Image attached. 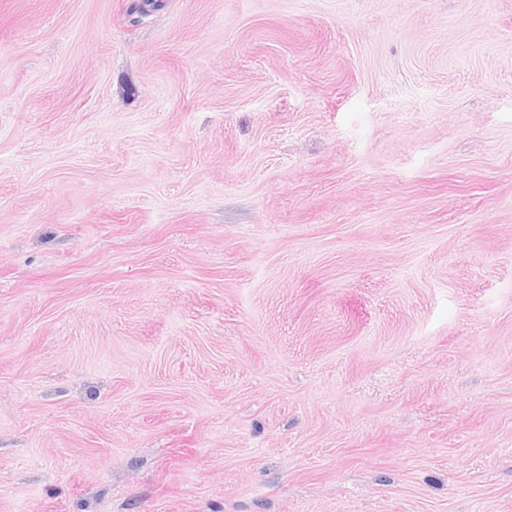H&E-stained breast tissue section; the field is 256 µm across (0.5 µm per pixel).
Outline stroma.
Returning <instances> with one entry per match:
<instances>
[{
	"label": "stroma",
	"instance_id": "35a3bbf8",
	"mask_svg": "<svg viewBox=\"0 0 512 512\" xmlns=\"http://www.w3.org/2000/svg\"><path fill=\"white\" fill-rule=\"evenodd\" d=\"M0 0V512H512V0Z\"/></svg>",
	"mask_w": 512,
	"mask_h": 512
}]
</instances>
